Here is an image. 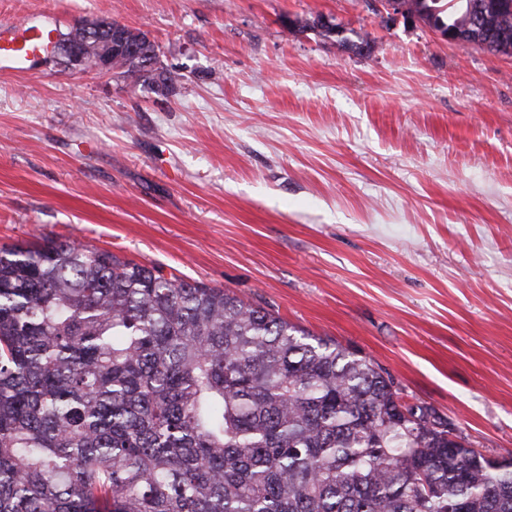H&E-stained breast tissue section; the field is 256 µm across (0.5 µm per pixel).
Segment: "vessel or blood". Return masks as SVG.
<instances>
[{
  "mask_svg": "<svg viewBox=\"0 0 512 512\" xmlns=\"http://www.w3.org/2000/svg\"><path fill=\"white\" fill-rule=\"evenodd\" d=\"M58 37L52 27H34L13 22H0V71L24 74L34 71L49 56Z\"/></svg>",
  "mask_w": 512,
  "mask_h": 512,
  "instance_id": "b4317fda",
  "label": "vessel or blood"
}]
</instances>
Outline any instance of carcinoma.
Masks as SVG:
<instances>
[{"mask_svg": "<svg viewBox=\"0 0 512 512\" xmlns=\"http://www.w3.org/2000/svg\"><path fill=\"white\" fill-rule=\"evenodd\" d=\"M404 2L512 56V0ZM0 512H512V453L268 307L48 240L0 250Z\"/></svg>", "mask_w": 512, "mask_h": 512, "instance_id": "cac0c4a2", "label": "carcinoma"}]
</instances>
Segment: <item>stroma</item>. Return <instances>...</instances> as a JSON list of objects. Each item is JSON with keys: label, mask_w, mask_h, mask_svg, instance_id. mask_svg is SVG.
Instances as JSON below:
<instances>
[{"label": "stroma", "mask_w": 512, "mask_h": 512, "mask_svg": "<svg viewBox=\"0 0 512 512\" xmlns=\"http://www.w3.org/2000/svg\"><path fill=\"white\" fill-rule=\"evenodd\" d=\"M333 15L342 35L288 28ZM146 32L173 87L0 73V248L75 241L265 303L512 452V57L363 0H0ZM365 34L368 58L343 43Z\"/></svg>", "instance_id": "35a3bbf8"}]
</instances>
